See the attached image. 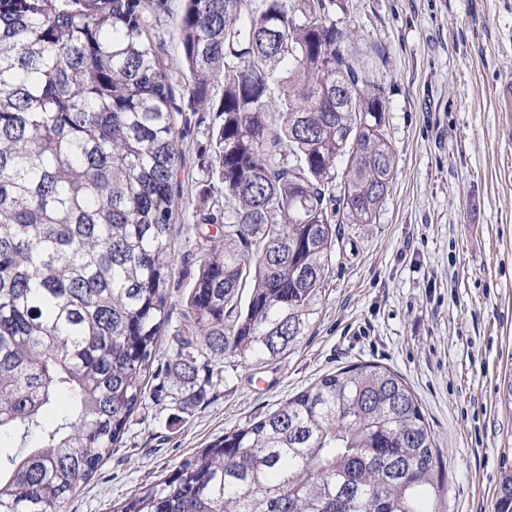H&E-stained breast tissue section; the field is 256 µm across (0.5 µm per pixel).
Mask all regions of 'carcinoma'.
<instances>
[{
	"label": "carcinoma",
	"mask_w": 512,
	"mask_h": 512,
	"mask_svg": "<svg viewBox=\"0 0 512 512\" xmlns=\"http://www.w3.org/2000/svg\"><path fill=\"white\" fill-rule=\"evenodd\" d=\"M165 2L0 0V441L22 448L0 458V512H66L147 395L188 413L222 380L218 360L286 354L325 292L336 225L373 223L394 179L385 95L335 0H182V70L151 39ZM183 80L204 104L224 85L175 329ZM441 497L417 398L362 363L117 512H439ZM497 512H512L511 472Z\"/></svg>",
	"instance_id": "obj_1"
}]
</instances>
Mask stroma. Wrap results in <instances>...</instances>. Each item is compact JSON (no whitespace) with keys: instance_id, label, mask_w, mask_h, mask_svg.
Wrapping results in <instances>:
<instances>
[{"instance_id":"1","label":"stroma","mask_w":512,"mask_h":512,"mask_svg":"<svg viewBox=\"0 0 512 512\" xmlns=\"http://www.w3.org/2000/svg\"><path fill=\"white\" fill-rule=\"evenodd\" d=\"M333 18L386 95L397 170L374 223L338 225L325 292L293 349L259 366L219 361L223 382L191 413L149 404L68 512H113L224 434L365 362L415 394L439 450L442 512H496L512 470V139L500 129L512 0H336ZM176 98L191 119L169 288L178 326L205 181L197 148L213 115L185 90Z\"/></svg>"}]
</instances>
